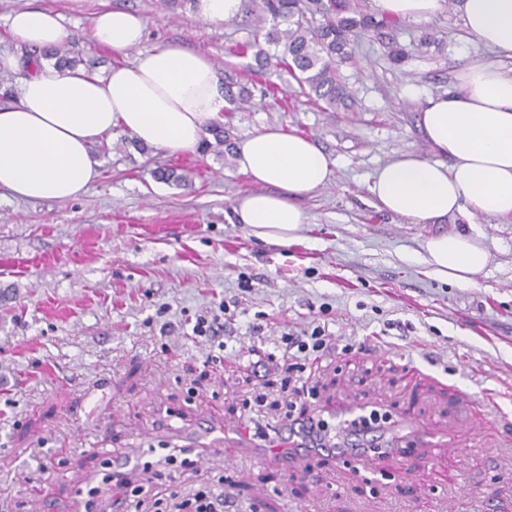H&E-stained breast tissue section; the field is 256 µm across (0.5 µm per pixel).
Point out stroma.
Segmentation results:
<instances>
[{
	"instance_id": "stroma-1",
	"label": "stroma",
	"mask_w": 512,
	"mask_h": 512,
	"mask_svg": "<svg viewBox=\"0 0 512 512\" xmlns=\"http://www.w3.org/2000/svg\"><path fill=\"white\" fill-rule=\"evenodd\" d=\"M29 7L61 13L74 55L100 75L135 54L99 46L91 16L139 13L144 47L180 44L208 56L224 82L247 84L252 107L223 115L232 139L277 126L311 138L335 166L330 185L299 199L308 222L285 246L237 223L236 201L255 186L213 142L123 152L116 130L86 193L0 195V512H45L50 502L86 512L76 467L109 507L110 459L146 448L148 465L126 473L143 489L142 512L217 481L238 512H512V221L462 213L409 224L369 190L393 157L427 153L426 97L458 84L466 64L494 59L456 9L403 20L409 57L398 67L376 40L358 39L340 68L354 105L332 112L288 74H260L253 53H238L252 38L248 17L211 23L161 0H0L1 53L15 49L8 16ZM425 31L440 45L420 53ZM160 167L189 173L191 186L156 180ZM446 232L489 252L476 285L442 282L422 263L425 240ZM224 302L222 351L193 327ZM255 319L259 337L247 328ZM319 324L328 347L303 374L316 394L297 406L339 429L351 405L387 414L368 463L310 456L285 469L260 447L213 454L167 480L166 450L203 419L243 431L273 424L283 375L254 378L250 363L282 334ZM488 393L493 407L472 422L471 401Z\"/></svg>"
}]
</instances>
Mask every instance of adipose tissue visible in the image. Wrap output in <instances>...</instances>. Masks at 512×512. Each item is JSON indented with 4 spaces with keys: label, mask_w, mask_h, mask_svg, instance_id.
Masks as SVG:
<instances>
[{
    "label": "adipose tissue",
    "mask_w": 512,
    "mask_h": 512,
    "mask_svg": "<svg viewBox=\"0 0 512 512\" xmlns=\"http://www.w3.org/2000/svg\"><path fill=\"white\" fill-rule=\"evenodd\" d=\"M468 33L496 57L470 64L459 89L428 97L421 125L434 156L404 153L373 176L382 208L410 224L454 213L512 219V0H458ZM13 42L49 49L69 32L59 13L21 9L9 17ZM98 45L128 64L100 76L41 61L24 71L20 55L0 53V72L17 76L13 103L0 105V191L28 200L64 201L86 192L100 174L90 144L122 129L139 143L173 152L196 149L231 103L214 63L177 44L143 48L145 24L124 9L91 17ZM239 171L256 189L234 213L263 241L293 242L306 216L299 196L330 184L333 163L309 138L274 126L234 145ZM424 262L438 278L467 287L489 263L482 243L459 232L426 240Z\"/></svg>",
    "instance_id": "ef3b65f1"
}]
</instances>
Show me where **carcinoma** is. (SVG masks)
<instances>
[{
	"mask_svg": "<svg viewBox=\"0 0 512 512\" xmlns=\"http://www.w3.org/2000/svg\"><path fill=\"white\" fill-rule=\"evenodd\" d=\"M248 8L259 11L258 27L265 41L282 47L281 53L265 52L259 66L287 71L301 89L335 111L351 107L346 84L337 77L339 67L353 60V44L360 35L380 40L390 62L401 65L406 54L397 45L395 19L379 16L366 0H246ZM55 59L60 66L74 68L79 60L70 55L68 44L33 52L30 58Z\"/></svg>",
	"mask_w": 512,
	"mask_h": 512,
	"instance_id": "1",
	"label": "carcinoma"
}]
</instances>
